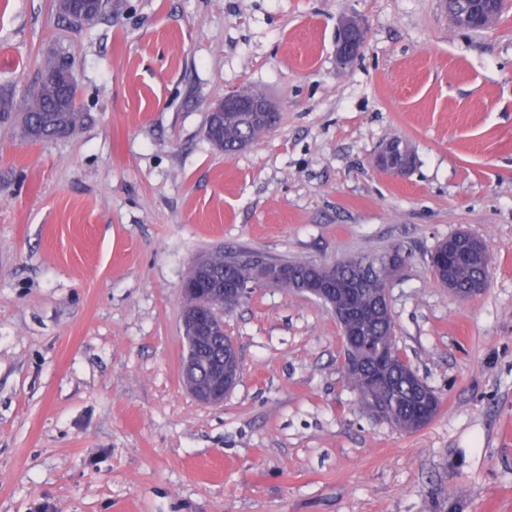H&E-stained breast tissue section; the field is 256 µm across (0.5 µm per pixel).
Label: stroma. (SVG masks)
Listing matches in <instances>:
<instances>
[{
	"label": "stroma",
	"instance_id": "obj_1",
	"mask_svg": "<svg viewBox=\"0 0 512 512\" xmlns=\"http://www.w3.org/2000/svg\"><path fill=\"white\" fill-rule=\"evenodd\" d=\"M360 22L359 53L337 34ZM73 63L85 118L0 122V512H512V11L456 28L444 0H109L69 28L0 0V88ZM249 89L278 127L227 155L209 107ZM405 176L374 158L390 139ZM471 232L469 299L429 254ZM394 243L398 347L440 398L399 431L359 408L315 297L264 285L224 317L222 404L186 389L181 286L217 248L333 264ZM341 37L337 44V56L344 62L356 55L364 41V29L355 21L343 22ZM491 263V257L484 249L477 258H467L462 262L452 264L449 279L456 296L459 298L469 297L470 288H473L472 295L478 293L479 288L475 287L482 281L488 282Z\"/></svg>",
	"mask_w": 512,
	"mask_h": 512
}]
</instances>
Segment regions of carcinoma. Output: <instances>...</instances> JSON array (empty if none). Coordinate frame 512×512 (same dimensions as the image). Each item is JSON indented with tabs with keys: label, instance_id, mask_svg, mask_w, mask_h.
I'll return each instance as SVG.
<instances>
[{
	"label": "carcinoma",
	"instance_id": "cac0c4a2",
	"mask_svg": "<svg viewBox=\"0 0 512 512\" xmlns=\"http://www.w3.org/2000/svg\"><path fill=\"white\" fill-rule=\"evenodd\" d=\"M53 6L71 27L90 25L105 13L108 0H53ZM52 69L48 78L38 76L35 90L19 109L14 96L0 90V119L13 120L20 136L31 142H43L72 133L83 121L79 112L77 88L63 81L72 71L62 60L47 58L41 70ZM212 109L224 112V121L211 128L207 139L219 150L231 155L246 148L272 131L263 124H250L242 112L224 111V99L217 100ZM445 243H440L430 254L432 273L441 285L452 286L456 296H470V289L489 280L491 257L482 251L476 258H468L449 267L439 262ZM208 269L200 281L208 290L201 293L198 303L209 311L223 306L224 288H247L261 283L254 254L244 250L220 249L206 256ZM268 265L278 272L276 287L285 292L305 291L309 279L316 274L313 261L270 260ZM345 282L341 295L347 303L346 316L336 315L342 331L354 334V348L346 352V359L360 362V369L346 371L347 382L356 395L360 408L370 410L371 402L382 405L379 417L404 431H414L428 424L439 410V399L434 391L417 375L410 363L400 355L395 323L390 309H376L374 294L395 276L397 267L391 250L375 255H361L336 262ZM192 372L190 379L204 386L212 368L223 357V347L214 336H197L189 344ZM384 373L383 383L367 386L366 377L377 370Z\"/></svg>",
	"mask_w": 512,
	"mask_h": 512
}]
</instances>
